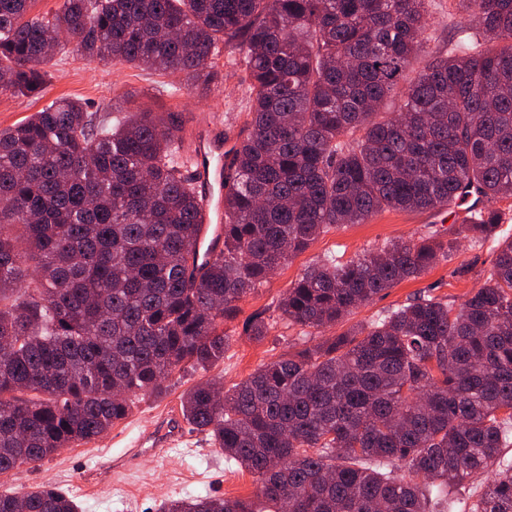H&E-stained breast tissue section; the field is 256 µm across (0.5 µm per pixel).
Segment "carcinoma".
<instances>
[{"instance_id":"obj_1","label":"carcinoma","mask_w":512,"mask_h":512,"mask_svg":"<svg viewBox=\"0 0 512 512\" xmlns=\"http://www.w3.org/2000/svg\"><path fill=\"white\" fill-rule=\"evenodd\" d=\"M429 0H0V95L33 96L68 45L102 63L223 80L250 71L246 134L224 174V249L195 263L199 202L174 113L97 122L57 99L0 132V475L87 443L224 358L219 320L323 234L383 210L461 208L444 240L389 242L310 265L280 303L318 331L457 240L494 239L512 199V0H458L466 22L430 47ZM421 59L416 76H407ZM392 111L383 110L391 98ZM459 304L423 294L270 361L183 416L251 473L265 512H512V237ZM256 314L245 334L261 342ZM405 467L407 473L395 470ZM0 512H77L50 485L0 493ZM162 512H257L219 496Z\"/></svg>"}]
</instances>
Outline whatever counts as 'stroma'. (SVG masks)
<instances>
[{
  "label": "stroma",
  "mask_w": 512,
  "mask_h": 512,
  "mask_svg": "<svg viewBox=\"0 0 512 512\" xmlns=\"http://www.w3.org/2000/svg\"><path fill=\"white\" fill-rule=\"evenodd\" d=\"M220 68L223 84L201 100L187 91L185 74L105 65L72 50L50 65V75L38 96L0 97V131L59 98L81 101L88 112L102 116L127 92L134 94L136 104L149 105L156 112L178 113L183 123L219 120L225 127L239 130L247 121L250 84L243 54L222 55ZM460 220V214L448 210H385L364 223L348 224L320 236L307 251L276 269L266 283L239 301L236 316L223 325L230 339L223 360L206 369L174 373L166 392L140 397L128 417L103 437L62 449L37 466L23 465L0 476V492L20 494L51 485L72 497L78 512H160L170 498H255L257 483L252 474L227 462L209 435L191 425H184L182 437H171L164 427L166 416L180 413L183 393L196 384L209 381L231 388L286 353L289 346L332 336L329 328L319 332L289 324L279 310L289 286L313 261L332 256L347 261L389 241H415L432 231L446 233ZM492 260L487 246L461 242L448 258L437 261L425 274L379 294L355 310L350 320L368 321L425 292L462 302L481 285ZM258 313L272 325L261 342L250 340L244 332L247 321ZM133 448L141 449L142 455L133 469H124L120 461Z\"/></svg>",
  "instance_id": "1"
}]
</instances>
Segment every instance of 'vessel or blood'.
<instances>
[{"instance_id":"1","label":"vessel or blood","mask_w":512,"mask_h":512,"mask_svg":"<svg viewBox=\"0 0 512 512\" xmlns=\"http://www.w3.org/2000/svg\"><path fill=\"white\" fill-rule=\"evenodd\" d=\"M227 161L223 125L215 123L201 128L194 142L191 177L199 195L202 229L198 259L202 262L211 259L216 240L224 235V165Z\"/></svg>"}]
</instances>
